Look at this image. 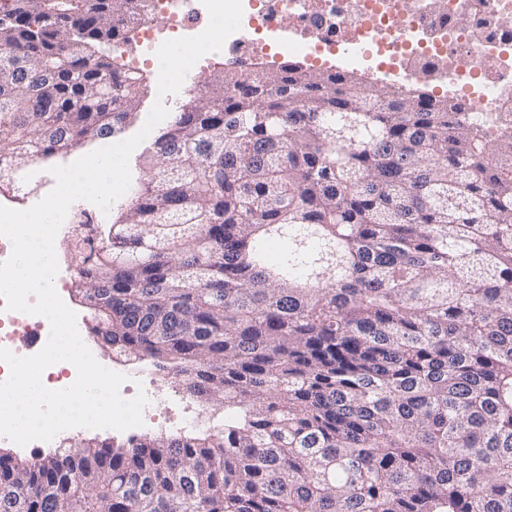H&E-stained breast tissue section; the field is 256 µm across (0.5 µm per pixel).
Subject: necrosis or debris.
Returning a JSON list of instances; mask_svg holds the SVG:
<instances>
[{"mask_svg":"<svg viewBox=\"0 0 512 512\" xmlns=\"http://www.w3.org/2000/svg\"><path fill=\"white\" fill-rule=\"evenodd\" d=\"M458 0H443L433 9L427 0H259L239 32L225 41L224 51L200 58L206 70L231 64L245 71L254 56L279 43L332 57L338 50L359 48L375 53V69L384 77L413 78L426 69L441 73L450 95L460 97L466 111L483 117L512 111V0H477L466 22L458 20ZM291 21L295 35L280 39L278 28ZM209 14L201 0H151L150 12L136 35L148 61H155L163 42L201 33ZM48 339L50 326L40 316L9 311L0 299V347L15 355H34L14 335L22 329Z\"/></svg>","mask_w":512,"mask_h":512,"instance_id":"obj_1","label":"necrosis or debris"}]
</instances>
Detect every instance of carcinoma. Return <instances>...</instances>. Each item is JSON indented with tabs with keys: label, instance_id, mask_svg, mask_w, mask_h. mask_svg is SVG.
Returning a JSON list of instances; mask_svg holds the SVG:
<instances>
[{
	"label": "carcinoma",
	"instance_id": "cac0c4a2",
	"mask_svg": "<svg viewBox=\"0 0 512 512\" xmlns=\"http://www.w3.org/2000/svg\"><path fill=\"white\" fill-rule=\"evenodd\" d=\"M148 0H0V195L121 131ZM75 274L224 425L0 452V512H512V133L263 60L191 90ZM66 432L63 431L61 433H59L54 439H52L51 441H48V442H45V441H33L31 443H29L28 445H26L25 447H20L17 445V448H14V445L11 444L10 442H3L0 443V448L4 449V450H7L9 451L10 453H13L14 456H17L18 458L20 459H30L32 457H35V456H45L47 454H53L55 451L58 450V448H56L59 444L57 445H53L51 447H45V448H41L51 442H53L54 440H56L57 437H59L60 435L64 434ZM32 448H37V449H32Z\"/></svg>",
	"mask_w": 512,
	"mask_h": 512
}]
</instances>
